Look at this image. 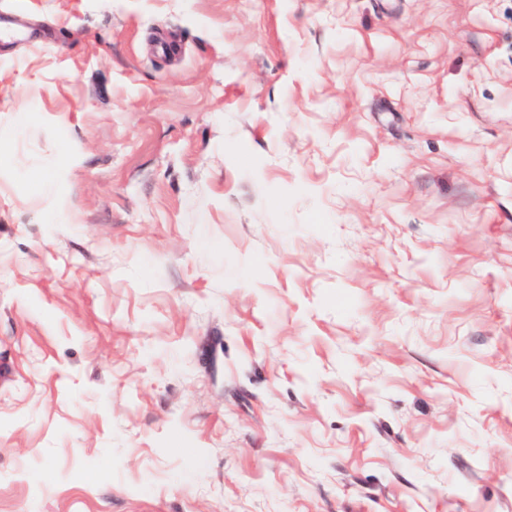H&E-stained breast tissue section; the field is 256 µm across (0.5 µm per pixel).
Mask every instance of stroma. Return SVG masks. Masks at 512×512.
<instances>
[{
	"label": "stroma",
	"mask_w": 512,
	"mask_h": 512,
	"mask_svg": "<svg viewBox=\"0 0 512 512\" xmlns=\"http://www.w3.org/2000/svg\"><path fill=\"white\" fill-rule=\"evenodd\" d=\"M0 28V512H512V0Z\"/></svg>",
	"instance_id": "stroma-1"
}]
</instances>
